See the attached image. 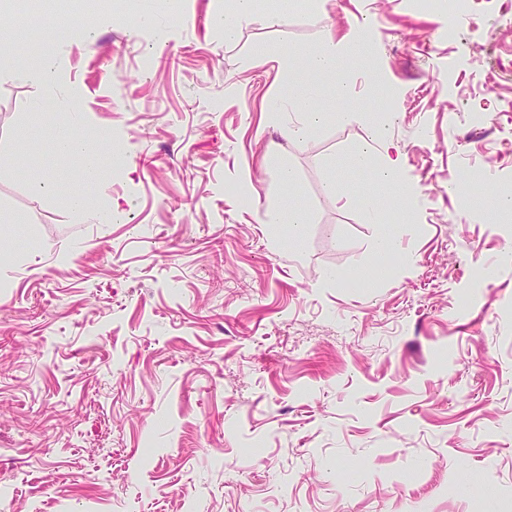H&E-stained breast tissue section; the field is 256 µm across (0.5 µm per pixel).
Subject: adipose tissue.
<instances>
[{
	"label": "adipose tissue",
	"instance_id": "ef3b65f1",
	"mask_svg": "<svg viewBox=\"0 0 512 512\" xmlns=\"http://www.w3.org/2000/svg\"><path fill=\"white\" fill-rule=\"evenodd\" d=\"M288 16L284 13H259L255 0H225L223 12L215 14L211 23L213 27L222 29L225 39H233L240 29L252 24H263L277 27L286 25ZM364 44L353 37L337 39L333 31H325L321 46L311 52L305 65L309 72L322 77L343 79L344 73L338 68L340 57L360 61L363 57ZM65 120L57 125L55 142L57 155L64 160L73 159L77 162V176L81 184L80 190L70 195V203L74 211L83 218L98 222H109L112 211L99 210L88 203L82 187L84 184L101 179L102 170L99 165L98 153L77 133L81 124L80 113L75 112L73 103L61 106ZM267 112L269 116L283 119V131L286 138L303 145L320 130L331 118L330 113L321 111L310 97L288 91L274 97ZM400 149L396 142L382 131H375L372 141L354 154L351 162L357 168L368 171L374 180L384 184L396 195L406 198L413 196V189L404 183L399 169Z\"/></svg>",
	"mask_w": 512,
	"mask_h": 512
}]
</instances>
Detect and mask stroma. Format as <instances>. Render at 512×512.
<instances>
[{
  "label": "stroma",
  "mask_w": 512,
  "mask_h": 512,
  "mask_svg": "<svg viewBox=\"0 0 512 512\" xmlns=\"http://www.w3.org/2000/svg\"><path fill=\"white\" fill-rule=\"evenodd\" d=\"M128 2L52 47L54 84L0 56V512H512V230L456 190L480 166L512 194V0H288L287 26L230 44L209 23L224 0L160 31ZM328 28L372 61L326 92L299 55ZM284 44L288 66L254 63ZM290 84L346 120L288 141L265 106ZM68 96L127 153L85 189L117 221L69 205L50 131ZM383 116L416 194L375 224L354 199L388 191L350 156ZM48 176L61 189L34 191Z\"/></svg>",
  "instance_id": "1"
}]
</instances>
